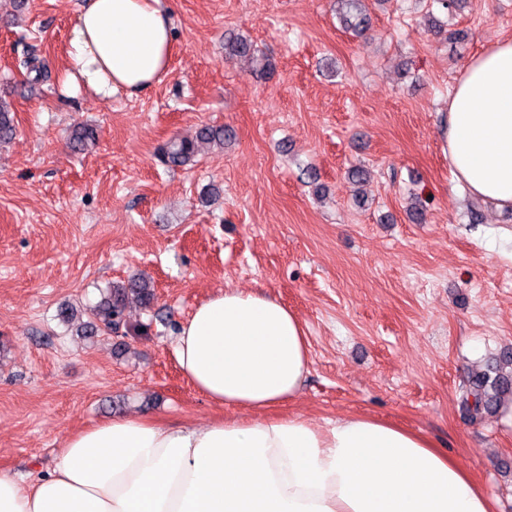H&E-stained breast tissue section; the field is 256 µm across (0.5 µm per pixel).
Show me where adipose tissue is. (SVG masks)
Returning a JSON list of instances; mask_svg holds the SVG:
<instances>
[{
    "label": "adipose tissue",
    "instance_id": "obj_1",
    "mask_svg": "<svg viewBox=\"0 0 512 512\" xmlns=\"http://www.w3.org/2000/svg\"><path fill=\"white\" fill-rule=\"evenodd\" d=\"M165 0H84L64 90L138 94L169 74ZM454 174L512 210V40L469 59L441 132ZM175 356L211 402L243 419L165 425L115 416L68 437L47 472H0V512H495L493 499L428 437L364 415L318 424L270 410L310 372L297 316L272 296L227 288L182 324Z\"/></svg>",
    "mask_w": 512,
    "mask_h": 512
}]
</instances>
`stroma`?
I'll return each instance as SVG.
<instances>
[{
  "label": "stroma",
  "instance_id": "1",
  "mask_svg": "<svg viewBox=\"0 0 512 512\" xmlns=\"http://www.w3.org/2000/svg\"><path fill=\"white\" fill-rule=\"evenodd\" d=\"M0 0V471L53 466L72 433L115 416L166 424L237 417L182 375L178 328L227 288L278 298L311 367L279 406L317 422L362 414L455 454L512 512V397L476 418L459 401L512 351V214L458 184L439 132L463 65L512 39V0H366L364 36L333 0H171L170 74L139 96L61 90L82 0ZM453 38L430 31L426 11ZM249 36L270 77L224 56ZM37 46L50 82L19 62ZM95 129L77 153L73 126ZM221 125L233 137L174 171L156 146ZM371 172L355 188L347 171ZM418 197L424 221L406 213ZM149 275L156 299L127 336H85L61 305Z\"/></svg>",
  "mask_w": 512,
  "mask_h": 512
}]
</instances>
